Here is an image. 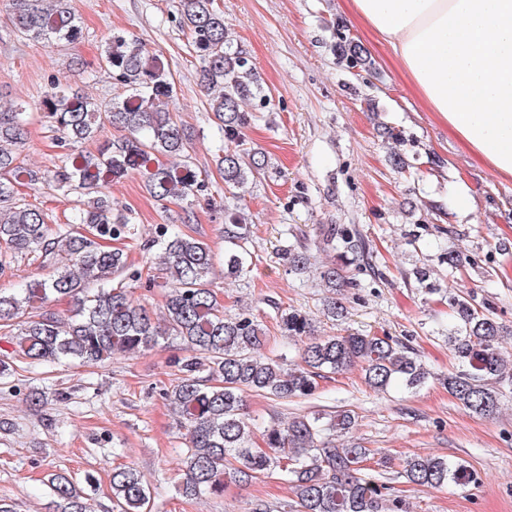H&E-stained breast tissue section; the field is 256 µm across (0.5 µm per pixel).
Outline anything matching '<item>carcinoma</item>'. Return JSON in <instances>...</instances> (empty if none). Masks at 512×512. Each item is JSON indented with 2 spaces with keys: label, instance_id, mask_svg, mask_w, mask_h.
Instances as JSON below:
<instances>
[{
  "label": "carcinoma",
  "instance_id": "1",
  "mask_svg": "<svg viewBox=\"0 0 512 512\" xmlns=\"http://www.w3.org/2000/svg\"><path fill=\"white\" fill-rule=\"evenodd\" d=\"M200 62L199 85L209 97L214 123L228 145L217 167L229 187H239L248 175L263 168L256 153L243 160L239 147L247 119L241 103L251 95L250 71L239 53L225 50L224 13L215 0H179ZM9 20L20 36L48 46L72 44L82 26L71 0H12ZM349 68L366 64L361 47L343 40ZM108 78L125 88L118 102H103L56 79L44 91V112L62 149L59 164L46 172L18 163L24 142L28 105L16 102L0 108V249L12 258L37 253L56 265L53 275L30 279L12 294L0 292V330L11 337V360L0 359V377L13 371V362L31 367L61 361L98 364L115 353L153 350L172 335L189 355L177 359L180 376L165 399L186 430L182 449L183 496L219 495L228 481L248 483L260 475H280L291 485L295 512H408L400 496L388 497L385 486L362 474L370 450L336 445L349 433L354 415L348 409L293 416L263 428V447L255 446L257 427L244 412V394L262 393L277 399L313 394L316 379L361 364L372 389H415L435 374L413 349L390 336L363 333L314 336V319L302 312L280 316V329L290 340L306 338L300 362L266 352L261 323L245 314L229 315L212 288L214 257L207 243L163 224L152 240L162 258L166 289L162 318L132 300L131 292L112 285V275L128 269L120 248L103 241L137 235L132 215L112 207L98 189L129 169L139 168L146 187L160 201L186 200L203 187L186 154V134L168 103L175 85L164 63L145 54L135 40L111 36L103 50ZM125 132L107 140L97 153L84 150L106 126ZM46 182L65 196L82 199L71 208L67 222L50 232L48 214L17 201L16 186ZM249 225L231 218L224 225V276L244 279L252 272L248 250ZM322 244L340 248L339 263L321 267L322 286L347 288L342 276L349 256L365 249L364 240L345 228L329 226ZM69 298L74 306L63 318L45 306ZM456 331L448 337L458 371L442 384L463 409L491 415L499 405V386L512 385V360L501 350L507 328L492 312H482L472 298H450ZM407 482L438 488L472 481L467 466L446 457L413 455L403 462ZM112 500L118 512H145L149 487L133 468H112ZM52 512H88L82 489L67 475L47 481Z\"/></svg>",
  "mask_w": 512,
  "mask_h": 512
}]
</instances>
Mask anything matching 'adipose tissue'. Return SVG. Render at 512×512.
I'll list each match as a JSON object with an SVG mask.
<instances>
[{"label":"adipose tissue","mask_w":512,"mask_h":512,"mask_svg":"<svg viewBox=\"0 0 512 512\" xmlns=\"http://www.w3.org/2000/svg\"><path fill=\"white\" fill-rule=\"evenodd\" d=\"M429 111L512 177V0H352Z\"/></svg>","instance_id":"1"}]
</instances>
